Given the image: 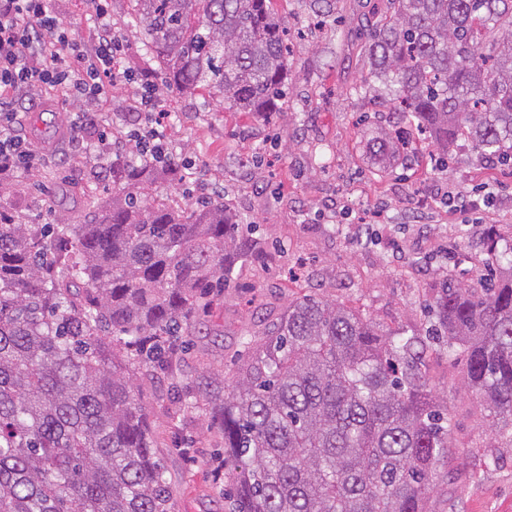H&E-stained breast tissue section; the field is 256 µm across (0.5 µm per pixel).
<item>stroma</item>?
Instances as JSON below:
<instances>
[{
    "label": "stroma",
    "mask_w": 512,
    "mask_h": 512,
    "mask_svg": "<svg viewBox=\"0 0 512 512\" xmlns=\"http://www.w3.org/2000/svg\"><path fill=\"white\" fill-rule=\"evenodd\" d=\"M387 0H336L320 25L311 0H272L295 37L288 94L281 109L259 117L225 108L207 92L184 95L157 87L170 112L165 134L177 158H191L202 178L181 170L156 176L147 203L190 204L224 192L241 220L256 225L259 258L239 268L240 285L199 322L174 382L139 379L138 396L158 440L174 512H229L215 476L224 438L208 422L203 401L186 406L181 387L198 373L227 371L240 336L258 320L272 323L303 294L352 305L391 328L425 333L427 309L444 282L483 289L491 243L512 245V169L494 167L459 140L448 170L433 147L406 127L408 159L384 166L367 142L398 121L393 105L357 95L368 73L367 27ZM109 21L124 40L123 66L155 80L129 0H109ZM18 134L43 156L28 175L2 174L0 204L27 224H81L89 193L112 196V168L125 166L132 142L109 148L103 125L127 130L140 116L135 87H118L92 104L104 123L71 130L84 106L58 95L40 106L20 103ZM470 201L460 209L449 196ZM463 363L437 346L426 378L453 422L448 460L437 467L432 512H512V444L492 437L479 399L463 382Z\"/></svg>",
    "instance_id": "35a3bbf8"
}]
</instances>
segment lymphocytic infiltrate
Here are the masks:
<instances>
[{"label":"lymphocytic infiltrate","mask_w":512,"mask_h":512,"mask_svg":"<svg viewBox=\"0 0 512 512\" xmlns=\"http://www.w3.org/2000/svg\"><path fill=\"white\" fill-rule=\"evenodd\" d=\"M99 31L91 43L73 40L49 0H0V174L31 171L38 153L15 127L19 99H37L51 90L96 100L118 84L130 83L123 71L125 45L107 22L104 4H97ZM142 121L132 131L145 166H163L173 149L159 127L166 113L157 109L152 92L141 97Z\"/></svg>","instance_id":"obj_1"}]
</instances>
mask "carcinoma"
I'll return each instance as SVG.
<instances>
[{
    "label": "carcinoma",
    "mask_w": 512,
    "mask_h": 512,
    "mask_svg": "<svg viewBox=\"0 0 512 512\" xmlns=\"http://www.w3.org/2000/svg\"><path fill=\"white\" fill-rule=\"evenodd\" d=\"M161 84L269 114L287 95L288 27L271 0H129ZM368 29L369 77L428 134L440 169L461 137L512 167V0H389ZM408 141L382 128L371 148ZM113 183L84 224H22L0 208V512H172L139 377L174 376L197 318L258 255L220 196L174 210ZM492 287L447 282L429 335L391 332L352 306L291 301L229 374L185 387L224 435L230 512H431L451 423L425 381L433 341L512 427V247L492 242Z\"/></svg>",
    "instance_id": "cac0c4a2"
}]
</instances>
